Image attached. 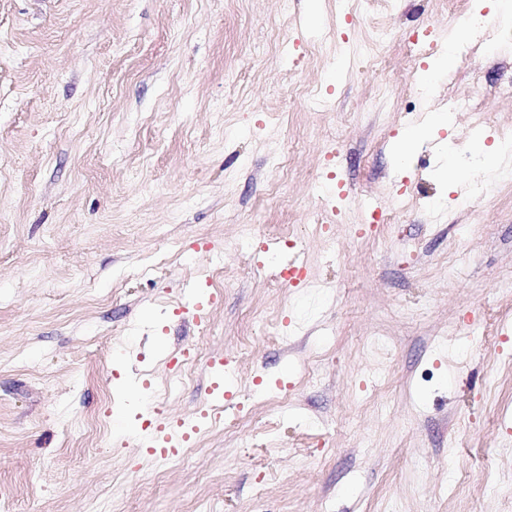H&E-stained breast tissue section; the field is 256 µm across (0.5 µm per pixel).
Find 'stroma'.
Instances as JSON below:
<instances>
[{"mask_svg": "<svg viewBox=\"0 0 512 512\" xmlns=\"http://www.w3.org/2000/svg\"><path fill=\"white\" fill-rule=\"evenodd\" d=\"M308 2L0 0V512H512V178L474 146L512 138V32L491 0H394L374 64L365 18L316 0L312 21ZM477 11L487 30L421 85L431 60L409 41L449 49ZM452 100L445 148L397 165L400 132ZM462 152L460 174L486 182L475 203L438 173ZM400 197L398 223L369 226L366 200ZM280 234L305 283L281 287ZM224 266L233 279H213ZM188 288L213 296L205 323ZM196 348L236 366L233 431L208 416L205 362L163 394ZM157 401L198 419L193 466L158 471L116 436L114 416L141 427Z\"/></svg>", "mask_w": 512, "mask_h": 512, "instance_id": "stroma-1", "label": "stroma"}]
</instances>
